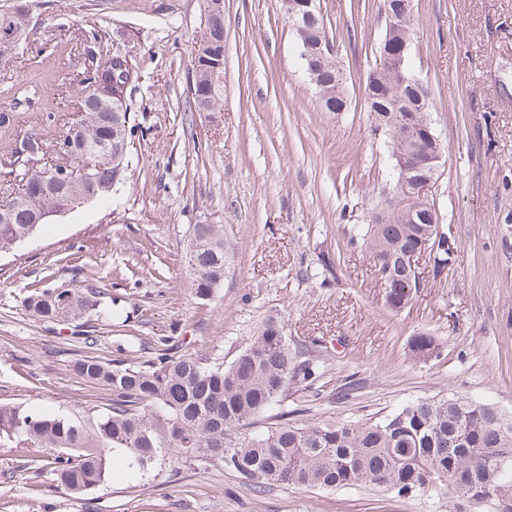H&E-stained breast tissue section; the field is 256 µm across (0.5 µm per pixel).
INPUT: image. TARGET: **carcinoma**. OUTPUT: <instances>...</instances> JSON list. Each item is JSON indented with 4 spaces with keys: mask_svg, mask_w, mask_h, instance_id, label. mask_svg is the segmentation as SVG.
Instances as JSON below:
<instances>
[{
    "mask_svg": "<svg viewBox=\"0 0 512 512\" xmlns=\"http://www.w3.org/2000/svg\"><path fill=\"white\" fill-rule=\"evenodd\" d=\"M25 0L0 10V59L25 49L29 14ZM414 27L384 38L378 60L365 85V100L374 125L388 135L393 167L424 157L432 150L426 125L429 112L418 113L419 98L409 85L392 74L391 47L412 39ZM298 47L309 45L317 64L315 86L329 112L347 109L343 76L327 50L323 15L295 32ZM92 76L80 90L82 117L65 131L72 152L55 153L56 166L78 165L82 153L102 143L116 149L133 143L139 125L124 103L123 130L117 129L112 91L127 94L138 74L126 54L103 50L102 34L85 38ZM224 46V24L205 27L196 53ZM209 76L195 69L192 96L197 110H215L217 93ZM129 161L118 164L110 152L93 162L91 179L74 185L52 181V166L24 169L22 192L0 204V252L45 228L35 217L46 209L64 210L78 199L96 200L126 179ZM437 213L418 200L395 202L384 219L372 213L362 230V246L369 252L385 285V303L400 311L417 293L418 272L408 258L423 246L440 274L454 262L448 232H438ZM227 249L216 224L192 226L187 264L196 298L208 300L224 280ZM28 315L47 323L74 325L92 314L109 315L104 293L91 285L56 288L44 285L22 299ZM156 356L112 362L84 355L73 370L85 381L109 392L106 407L80 418L48 416L11 403H0V446L23 448L28 463L50 473L58 486L81 497L103 483L108 462L122 453L130 469L148 473L167 458L224 465L263 491L294 486L333 491L359 486L403 498L446 495L469 512H501L512 507V412L462 396L405 404L379 420L358 424L326 422L294 426L275 424L252 429L253 420L288 392L291 384L313 388L319 361L299 359L288 349L284 325L269 318L248 346L229 364L197 353L180 352L171 338L156 341ZM434 337H414L417 357L437 354Z\"/></svg>",
    "mask_w": 512,
    "mask_h": 512,
    "instance_id": "1",
    "label": "carcinoma"
}]
</instances>
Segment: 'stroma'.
Here are the masks:
<instances>
[{
	"label": "stroma",
	"instance_id": "1",
	"mask_svg": "<svg viewBox=\"0 0 512 512\" xmlns=\"http://www.w3.org/2000/svg\"><path fill=\"white\" fill-rule=\"evenodd\" d=\"M33 41L0 60V201L17 190L10 145L77 118L88 76L85 30L106 33L140 78L141 126L123 186L108 199L50 217L0 253V402L70 416L103 407L105 390L78 378L85 350L22 307L28 290L94 283L117 302L96 320L94 355L140 357L141 342L175 337L231 363L269 316L288 347L324 363L314 389L293 384L256 428L289 421L364 423L420 399L453 394L512 411V0H413L409 65L427 86L446 163L431 191L455 261L391 311L355 238L382 198L387 136L365 106L385 29L382 0H321L348 94L326 111L299 58L283 0H224V78L212 112L190 108L193 56L206 0H30ZM49 81L48 104L15 105V89ZM194 224H217L229 248L224 280L198 300L186 267ZM330 273H323V262ZM427 333L440 353L416 358ZM358 390L337 396L345 382ZM92 496L97 512H454L447 497L404 499L363 489L292 486L256 492L220 464L162 461L130 477L114 462ZM0 512H85L20 448H0Z\"/></svg>",
	"mask_w": 512,
	"mask_h": 512
}]
</instances>
